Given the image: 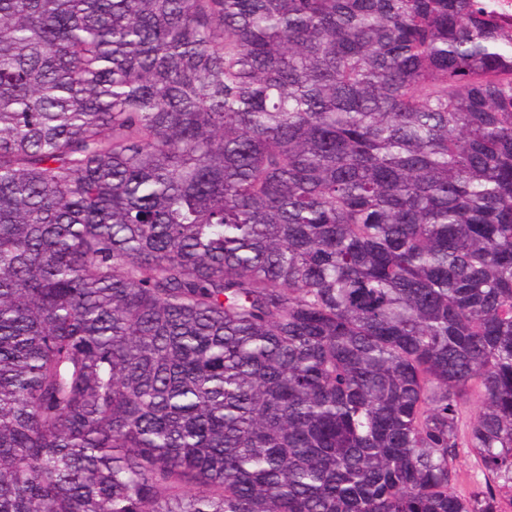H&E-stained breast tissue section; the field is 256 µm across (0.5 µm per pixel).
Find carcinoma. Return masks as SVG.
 <instances>
[{
  "label": "carcinoma",
  "instance_id": "1",
  "mask_svg": "<svg viewBox=\"0 0 512 512\" xmlns=\"http://www.w3.org/2000/svg\"><path fill=\"white\" fill-rule=\"evenodd\" d=\"M504 499L512 32L487 4L0 0V512ZM457 471L459 479L455 485V490L458 494L466 496L484 486V477L478 462L474 455L468 453L466 448H462L460 452L457 461Z\"/></svg>",
  "mask_w": 512,
  "mask_h": 512
}]
</instances>
